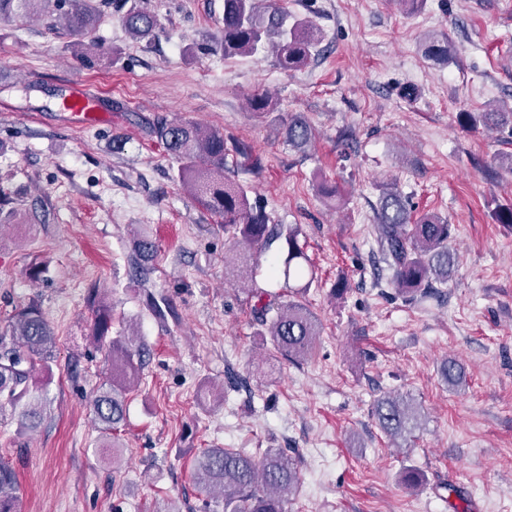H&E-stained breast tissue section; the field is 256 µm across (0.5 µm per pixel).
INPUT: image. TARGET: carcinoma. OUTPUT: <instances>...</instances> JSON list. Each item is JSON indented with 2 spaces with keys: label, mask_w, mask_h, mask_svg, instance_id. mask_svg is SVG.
<instances>
[{
  "label": "carcinoma",
  "mask_w": 512,
  "mask_h": 512,
  "mask_svg": "<svg viewBox=\"0 0 512 512\" xmlns=\"http://www.w3.org/2000/svg\"><path fill=\"white\" fill-rule=\"evenodd\" d=\"M264 0H224V30L217 41L224 58L255 56L269 52L284 71L308 64L319 52L322 36L312 20L303 17L288 23V16ZM37 17L53 30L59 22L74 44L80 58L91 63L96 48L95 33L102 10L97 0H0V23L20 17ZM131 37L144 39L158 28L156 15L133 3L120 16ZM427 59L446 65L455 56V47L446 33H427L422 38ZM483 127H512V102L502 104L500 112H483ZM164 150L180 161L178 177L192 198L207 212L221 219L224 234L232 241L224 254V266L236 277L253 271V250L283 240L280 266L274 272L284 288L305 276H313L309 256L292 227L270 223L266 206L250 196L246 186L228 176L224 134L192 121L159 119L150 123ZM288 145L308 146L313 138L311 126L298 113L288 115L285 125ZM376 232L383 260L392 271L391 283L405 297L425 296L435 285L448 284L455 257L448 243L452 225L434 213L414 214L393 185L387 186L376 210ZM156 253L147 235L133 240L132 261L136 275L145 280L152 270ZM94 314L93 342H103L112 329V303L92 295ZM251 313L258 326L270 336L282 354L303 359L313 349L319 324L302 304L282 302L262 288L251 289ZM56 338L41 311L23 307L12 315L0 334V410L7 404L22 407L21 425L36 429L44 420V408L33 402V393L43 389L53 375ZM110 375L107 388L93 402V415L102 424L103 434L113 433L101 448L122 447L114 433L126 417L125 394L136 386L144 368L145 348L126 336L110 341ZM381 430L391 438L409 433L418 424L417 408L402 396L385 395L374 408ZM193 480L209 497L220 493L223 512H288L300 479L296 459L280 448H267L251 455L233 448H205L196 457ZM0 512H22V500L14 468L0 461Z\"/></svg>",
  "instance_id": "1"
}]
</instances>
